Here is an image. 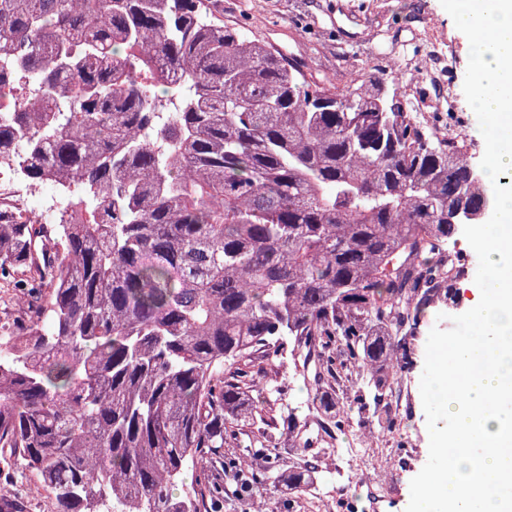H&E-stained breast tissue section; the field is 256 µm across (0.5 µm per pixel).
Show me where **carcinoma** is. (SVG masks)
Instances as JSON below:
<instances>
[{
    "mask_svg": "<svg viewBox=\"0 0 512 512\" xmlns=\"http://www.w3.org/2000/svg\"><path fill=\"white\" fill-rule=\"evenodd\" d=\"M0 166L67 201L50 224L0 207V273H35L0 325V475L57 512H201L175 494L247 417L249 358L290 355L326 441V393L381 402L448 256L493 194L463 145L385 82L317 83L209 0H0ZM313 466H288L307 495Z\"/></svg>",
    "mask_w": 512,
    "mask_h": 512,
    "instance_id": "cac0c4a2",
    "label": "carcinoma"
}]
</instances>
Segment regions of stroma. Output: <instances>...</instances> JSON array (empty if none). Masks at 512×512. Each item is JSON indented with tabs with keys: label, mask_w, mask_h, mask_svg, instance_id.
<instances>
[{
	"label": "stroma",
	"mask_w": 512,
	"mask_h": 512,
	"mask_svg": "<svg viewBox=\"0 0 512 512\" xmlns=\"http://www.w3.org/2000/svg\"><path fill=\"white\" fill-rule=\"evenodd\" d=\"M211 9L225 24L267 44L316 80H330L340 87L371 72L384 76L387 90L408 94L413 90L414 71L431 63L436 76L424 84L422 97L440 102L454 99L451 122L466 139L473 163L481 162L485 142L463 90L468 39L453 25L440 0H213ZM474 285V277H467L460 284V302L436 303L418 326L413 364L404 373L410 389L405 394L395 389L388 396L390 409L398 416L392 437L373 443L361 437L359 423L370 426L374 420L360 413L359 388L351 384L337 395L336 418L342 426L326 450L292 447L282 420L271 422L278 459L269 466L278 477L268 493L277 502L278 512H321L320 498L338 494L367 497L368 483L378 470L387 473L386 492L395 503L393 512H406L410 482L429 454L420 394L427 338L433 328L450 329L452 317L468 311V293ZM266 369L265 354L255 352L249 370L261 388L249 392V401L267 398L298 420L307 419L309 392L293 378L291 366H284L273 379L266 378ZM301 456L312 460L316 480L313 494L300 499L290 493L284 476Z\"/></svg>",
	"instance_id": "obj_1"
}]
</instances>
